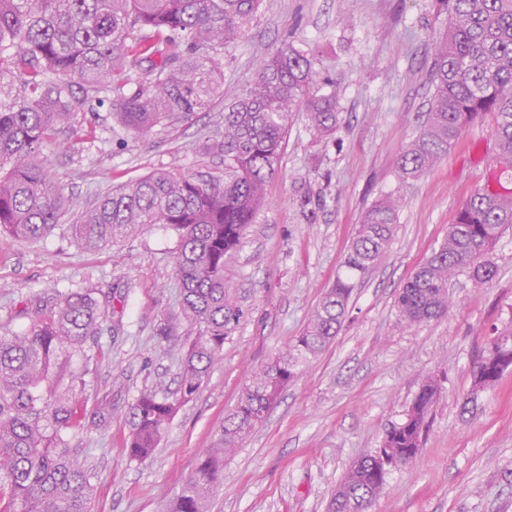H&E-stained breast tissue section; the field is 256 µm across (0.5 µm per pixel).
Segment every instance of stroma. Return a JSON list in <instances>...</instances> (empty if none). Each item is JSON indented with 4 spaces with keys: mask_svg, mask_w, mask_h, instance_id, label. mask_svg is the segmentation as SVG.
Instances as JSON below:
<instances>
[{
    "mask_svg": "<svg viewBox=\"0 0 512 512\" xmlns=\"http://www.w3.org/2000/svg\"><path fill=\"white\" fill-rule=\"evenodd\" d=\"M447 25L436 0H263L242 20L238 42L219 51L224 86L206 111L138 135L116 123L106 91L103 106L78 113L45 148L69 207L40 240L0 237V335L27 332L44 296L90 290L102 300L86 395L89 406L107 405L111 420L71 438L96 470L93 512H167L254 371L286 351L335 283L363 213L388 193L401 207L385 255L354 279L335 340L225 459L211 512H329L346 471L405 420L430 376L440 391L423 446L388 471L369 512H512V369L474 409L463 408L492 328L512 323V230L494 246L495 277L481 288L460 280L441 317L410 325L396 306L460 206L497 169L488 114L432 170L397 175L433 102L432 43ZM285 41L312 51L320 77L336 80L339 123L316 137L305 113L294 114L267 203L224 263L239 314L224 328L223 356L152 456L132 460L129 411L143 392H176L191 341L174 323L177 239L154 224L88 250L71 225L113 186L145 175L222 174L207 140L224 127L225 103L253 85L258 62Z\"/></svg>",
    "mask_w": 512,
    "mask_h": 512,
    "instance_id": "35a3bbf8",
    "label": "stroma"
}]
</instances>
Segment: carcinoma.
Wrapping results in <instances>:
<instances>
[{"mask_svg":"<svg viewBox=\"0 0 512 512\" xmlns=\"http://www.w3.org/2000/svg\"><path fill=\"white\" fill-rule=\"evenodd\" d=\"M263 0H0V233L37 241L67 211L63 190L44 165L43 149L73 123L83 105L72 91L108 88L113 116L138 134L175 124L209 107L224 86L214 57L239 38V21ZM448 31L434 44L429 70L434 101L420 132L403 152L398 176L431 169L462 130L484 114L496 116L497 165L512 169V0H441ZM304 109L314 132L339 123L336 85L318 78L315 58L284 42L259 65L254 84L224 109V131L208 145L224 157V178L198 180L154 172L100 197L71 224L83 247L115 243L150 224L177 234L175 269L182 288L179 320L193 339L176 393L142 394L130 411L128 453L148 458L180 405L209 377L224 348V326L236 316L224 283V260L267 202L293 113ZM399 199L387 195L363 214L337 277L304 332L285 353L258 369L210 448L198 458L169 512H210L224 484V458L261 423L288 383L334 340L348 305L351 279L386 252ZM512 227V188L486 185L466 200L448 237L400 288L397 309L409 324L448 311V284L461 275L476 288L497 269L493 247ZM105 309L90 291L49 297L31 329L0 336V512H91L96 478L86 449L70 445L66 429L86 411L88 351L98 343ZM505 364L485 363L466 404L496 385L512 367V323L495 329ZM438 393L430 377L406 421L349 469L330 512H368L382 490V457L405 465L419 452L425 420Z\"/></svg>","mask_w":512,"mask_h":512,"instance_id":"carcinoma-1","label":"carcinoma"}]
</instances>
